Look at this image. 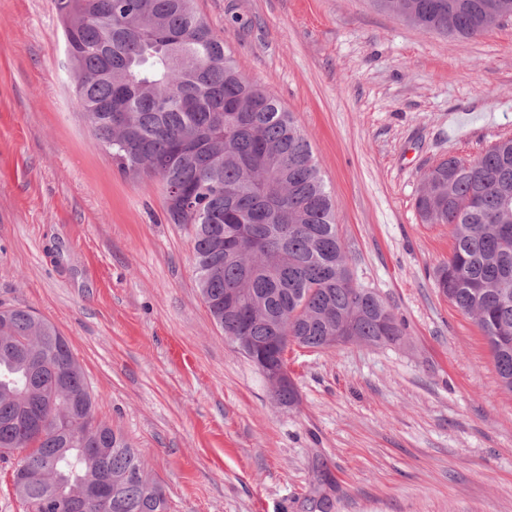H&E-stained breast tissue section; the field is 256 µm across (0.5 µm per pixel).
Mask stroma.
Listing matches in <instances>:
<instances>
[{
    "label": "stroma",
    "mask_w": 512,
    "mask_h": 512,
    "mask_svg": "<svg viewBox=\"0 0 512 512\" xmlns=\"http://www.w3.org/2000/svg\"><path fill=\"white\" fill-rule=\"evenodd\" d=\"M240 72L308 140L353 281L402 344L288 350L300 402L213 321L191 238L157 178L123 174L74 92L54 0H0V307L65 336L95 417L131 442L170 512H512V394L475 322L439 292L447 225L420 176L512 137V19L425 31L372 0H195ZM335 486V480L330 472L325 469L317 468L314 474V490L310 503L318 509V512L330 511V498L325 493L326 488L332 489Z\"/></svg>",
    "instance_id": "1"
}]
</instances>
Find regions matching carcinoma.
Masks as SVG:
<instances>
[{
	"instance_id": "1",
	"label": "carcinoma",
	"mask_w": 512,
	"mask_h": 512,
	"mask_svg": "<svg viewBox=\"0 0 512 512\" xmlns=\"http://www.w3.org/2000/svg\"><path fill=\"white\" fill-rule=\"evenodd\" d=\"M487 0H373L412 24L471 38L493 25ZM69 36L75 94L98 142L126 175L178 192L166 216L192 232L200 294L224 336L325 350L343 322L356 342L405 336L378 294L357 288L335 206L311 147L267 88L249 82L194 0H55ZM416 208L453 238L439 290L475 320L512 394V138L425 172ZM99 438L107 451L87 452ZM26 449L14 474L26 512H71L112 479L96 512H168L147 464L94 418V398L65 336L24 307L0 309V458ZM335 480L316 469L310 501L327 512Z\"/></svg>"
}]
</instances>
